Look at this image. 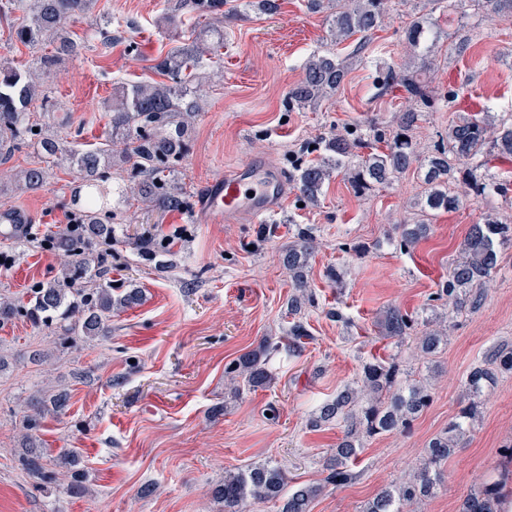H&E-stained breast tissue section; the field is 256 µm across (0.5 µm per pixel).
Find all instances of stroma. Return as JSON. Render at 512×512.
Returning <instances> with one entry per match:
<instances>
[{
    "label": "stroma",
    "mask_w": 512,
    "mask_h": 512,
    "mask_svg": "<svg viewBox=\"0 0 512 512\" xmlns=\"http://www.w3.org/2000/svg\"><path fill=\"white\" fill-rule=\"evenodd\" d=\"M279 4L273 14L253 10L225 21L224 46L201 73L203 110L188 127L189 150L173 172L189 210L124 202L123 189L136 184L133 164L120 154L112 158L110 277L120 287L141 288L142 303L113 316L114 332L104 340L75 336L63 345L57 332L23 317L0 325V512H224L212 491L225 471L266 463L285 469L289 486L323 484L310 512H363L447 428L464 404L470 371L495 349L512 346V247L502 250L479 308L456 312L437 296L485 207L512 222L510 163L489 165L507 194L440 213L408 251L399 246L398 227L419 218L423 188L413 171L364 196L343 176L332 177L315 205L287 191L263 237L244 217L203 222L199 201L226 171L256 163L288 175L294 164L322 155L325 139L349 130L369 135L371 125L392 124L406 107L401 94L379 95L377 65L408 62L404 31L421 0H393L362 46L335 43L327 12L310 10L307 0ZM92 13L118 22L121 40L109 49L89 40L79 57L60 58L44 79L46 93L61 105L49 130L71 147L104 139L117 82L157 79L161 58L208 25L180 0H96ZM436 14L443 30L468 35L470 46L464 55L442 57L427 83L442 94L458 92L468 111L495 121L511 115L512 65L501 54L512 50V23L489 20L476 0L462 6L443 0ZM328 51L348 62L340 88L317 106L293 108L288 92L304 62ZM37 161L35 147L22 148L0 178V215L23 219L15 236L0 239L2 298L25 299L30 285L61 273L48 240L64 229L66 212L76 210L80 180L57 170L39 191L15 190L11 173ZM300 227L312 229L316 245L309 267L316 304L305 313L311 339L300 352L272 358L269 388L233 393L225 365L262 338L288 333L291 290L280 255ZM151 228L181 233L175 268L156 270L130 244V234ZM330 266L340 282L327 278ZM391 306L421 320L446 319L447 342L423 354L413 339L384 338L378 322ZM390 354L427 378L430 405L409 430L363 439L351 484L324 485L323 462L341 429L332 423L309 431L308 417L353 384L366 361ZM62 391L69 395L66 411L47 415L41 433L43 462L57 474L46 483L22 466L23 419L31 399ZM480 401L473 428L441 465V484L415 512H458L488 478L503 477L512 490V457L502 452L512 442V372H500ZM66 449L80 454L83 495L62 491L68 477L59 454Z\"/></svg>",
    "instance_id": "35a3bbf8"
}]
</instances>
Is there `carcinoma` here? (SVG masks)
Masks as SVG:
<instances>
[{"label": "carcinoma", "instance_id": "cac0c4a2", "mask_svg": "<svg viewBox=\"0 0 512 512\" xmlns=\"http://www.w3.org/2000/svg\"><path fill=\"white\" fill-rule=\"evenodd\" d=\"M94 0H0V18L11 24L17 40L23 44H48L52 53L33 60L28 65L0 62V165L8 163L16 151L36 145L41 163L20 170L15 188L34 192L41 189L52 168L75 171L85 188V210L74 217L72 228L53 239L52 246L66 259L62 276L47 283L31 286L26 303L0 301V322L23 316L35 324L56 325L60 336L81 331L87 336L107 338L112 335V314L137 305L141 290L119 289L112 292V282H94L89 269L93 249L112 242V225L101 218L111 211L106 194L100 188L106 169L112 164V146L104 143L86 149H70L43 129L31 107L39 104L43 117L57 110V102L40 89L38 71H48L51 61L62 56L81 53L84 40L71 36L64 27L66 21L87 15ZM186 6L211 19L207 37H197L183 46L170 49L156 65L164 81H143L121 86L116 102L108 106L111 134L130 140L131 154L137 170L143 176L130 189L132 199L166 210H184L187 204L183 187L170 175L172 168L186 151L182 132L163 133L172 122L178 127L191 123L202 111L200 98L188 96V86L198 79L206 57L224 45V16H234L252 8L272 13L278 10V0H184ZM482 7L491 18L512 19V0H482ZM389 10V0H346V4L330 15L334 39L343 42L356 35L376 29ZM412 64L386 66L380 79L382 87L398 89L405 94L409 108L394 118L392 130L377 136L378 146L366 155L359 154L360 137L337 134L325 144V154L316 161L298 164L291 173L293 189L298 197L315 203L325 182L333 173H342L352 191L365 194L388 185L417 167L426 185L419 205L425 219L405 224L399 246L410 249L427 233L430 217L439 211H451L464 204V198L448 190L452 181L465 184L474 197H484L500 187L486 172L492 160H512V117L492 123L477 114L467 115L451 123L446 134L447 144L437 145L431 152H422L413 141L417 123L426 112H438L454 98L442 99L422 79L434 69L439 53L446 49L456 53L463 49L465 36L452 43L433 13L414 17L406 29ZM347 65L331 53H317L306 62L300 81L288 93L297 107L316 106L336 91L344 80ZM180 237L171 234L144 232L135 246L141 256L153 258L159 254L174 255L181 249ZM315 239L311 229L300 228L297 240L281 255L288 270L292 294L288 312L293 321L285 341L262 339L258 345L229 362L224 377L240 379L258 390L269 386L273 377L268 369L271 355L281 349L295 350L303 340L311 338L302 311L315 306L308 279L310 257ZM512 246V224L499 222L488 214L480 224L471 225L460 244V256L455 259L448 280L439 290L456 309H477L483 301L482 286L499 266L500 249ZM418 326V319L397 306L385 311L380 320L384 336L403 342ZM425 330L416 337L421 351L433 352L446 337V329H436L426 321ZM501 371H512V348H499L487 363L473 369L466 381L467 404L449 422L448 429L428 444L425 457L409 477L391 488L380 491L364 512H408L409 507L431 495L441 481V464L455 451L457 440L469 431L479 415L478 398ZM407 375L399 357L391 355L365 363L356 385L336 394V398L312 413L307 426L312 431L322 429L336 420L343 424L344 434L332 456L324 462L327 476L324 484L302 485L284 494L288 476L279 466L260 464L251 469L227 471L217 496L224 502V512H246L247 504L277 502L278 512H310V504L321 493L323 485L336 487L349 484L355 477L351 470L358 449L365 438L395 433L410 427L414 419L431 401L429 385L420 382L401 386ZM48 412L42 405L26 416L25 437L32 438L40 430L41 419ZM502 482H487L464 499L459 512H496Z\"/></svg>", "mask_w": 512, "mask_h": 512}]
</instances>
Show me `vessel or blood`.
I'll return each instance as SVG.
<instances>
[{
	"instance_id": "obj_1",
	"label": "vessel or blood",
	"mask_w": 512,
	"mask_h": 512,
	"mask_svg": "<svg viewBox=\"0 0 512 512\" xmlns=\"http://www.w3.org/2000/svg\"><path fill=\"white\" fill-rule=\"evenodd\" d=\"M281 179L264 166L255 164L225 174L211 183L201 206L207 223L218 224L244 214L254 223L266 221L283 199Z\"/></svg>"
}]
</instances>
